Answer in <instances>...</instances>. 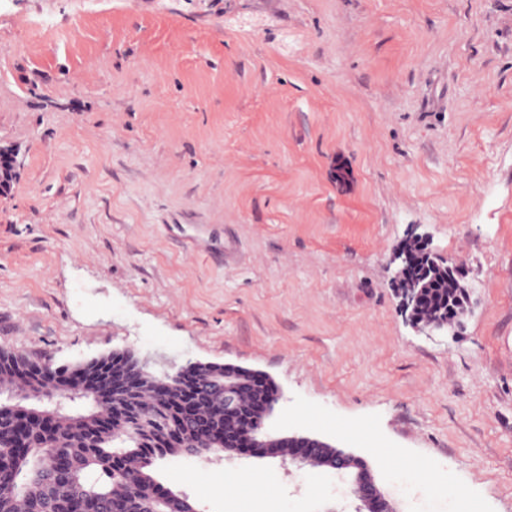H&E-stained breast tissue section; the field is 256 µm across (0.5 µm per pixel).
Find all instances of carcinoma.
Returning <instances> with one entry per match:
<instances>
[{"label":"carcinoma","mask_w":512,"mask_h":512,"mask_svg":"<svg viewBox=\"0 0 512 512\" xmlns=\"http://www.w3.org/2000/svg\"><path fill=\"white\" fill-rule=\"evenodd\" d=\"M457 310L444 282L422 294L425 316ZM223 370L244 386L232 416L208 390ZM253 386L246 369L214 362L156 375L130 352L58 365L1 350L0 512H195L151 467L188 448L214 451L224 437L249 447L250 427L268 417ZM187 402L196 415L181 429Z\"/></svg>","instance_id":"cac0c4a2"}]
</instances>
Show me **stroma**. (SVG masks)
<instances>
[{
    "label": "stroma",
    "mask_w": 512,
    "mask_h": 512,
    "mask_svg": "<svg viewBox=\"0 0 512 512\" xmlns=\"http://www.w3.org/2000/svg\"><path fill=\"white\" fill-rule=\"evenodd\" d=\"M0 349L260 371L273 438L362 457L398 512H512V0H0ZM467 273L415 332L412 227ZM433 462L467 495L388 468ZM355 512L335 473L161 462L197 512ZM15 179V152L9 147L0 146V194L11 189ZM413 243L420 244L425 247L426 250L431 251L425 237L419 234H413L410 236L407 245L396 254L394 259L398 261L396 278L402 284L401 288H397L401 306L404 312L408 314L413 327L419 331L444 333L448 336L453 335L455 329L460 327L471 313L469 292L466 287L456 279L455 288H458V310V306L455 301H453V295L445 282L437 284L434 288H429V278L432 272H430L429 276H424L419 280L409 278V265L415 262V253L412 251ZM423 268V265L414 264V274L424 273ZM424 288L428 289L423 293ZM420 303L422 307L420 314L424 316L436 315L440 317L420 319L414 316ZM457 310L458 314L456 316ZM448 316L453 318H448Z\"/></svg>",
    "instance_id": "obj_1"
}]
</instances>
